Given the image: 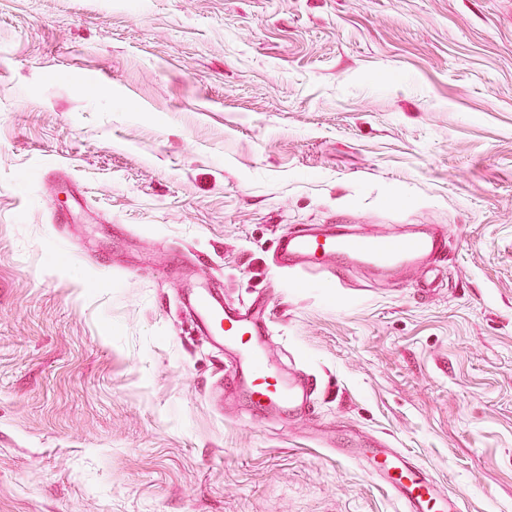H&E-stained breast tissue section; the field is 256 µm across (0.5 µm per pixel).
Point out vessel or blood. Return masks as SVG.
I'll list each match as a JSON object with an SVG mask.
<instances>
[{
    "label": "vessel or blood",
    "instance_id": "1",
    "mask_svg": "<svg viewBox=\"0 0 512 512\" xmlns=\"http://www.w3.org/2000/svg\"><path fill=\"white\" fill-rule=\"evenodd\" d=\"M447 248V237L428 228L401 235L371 230L352 235L331 226L278 238L274 262L287 271L314 273L334 269L341 273L359 267L403 277L414 268L439 260ZM180 283L200 334L209 342L234 351L233 377L245 383L256 407L294 411L306 402L307 391L287 383L272 362L266 343L271 320L263 304L256 301L245 308L225 302L216 280L200 279L193 271L184 274ZM367 469L388 489L402 512H448L447 490L402 453L373 458Z\"/></svg>",
    "mask_w": 512,
    "mask_h": 512
}]
</instances>
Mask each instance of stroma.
I'll list each match as a JSON object with an SVG mask.
<instances>
[{
	"mask_svg": "<svg viewBox=\"0 0 512 512\" xmlns=\"http://www.w3.org/2000/svg\"><path fill=\"white\" fill-rule=\"evenodd\" d=\"M433 224L399 282L272 263ZM267 303L303 420L217 403L174 267ZM512 512V0H0V512ZM367 469L373 478L388 489L401 511H448V491L423 467L399 451L374 457Z\"/></svg>",
	"mask_w": 512,
	"mask_h": 512,
	"instance_id": "1",
	"label": "stroma"
}]
</instances>
